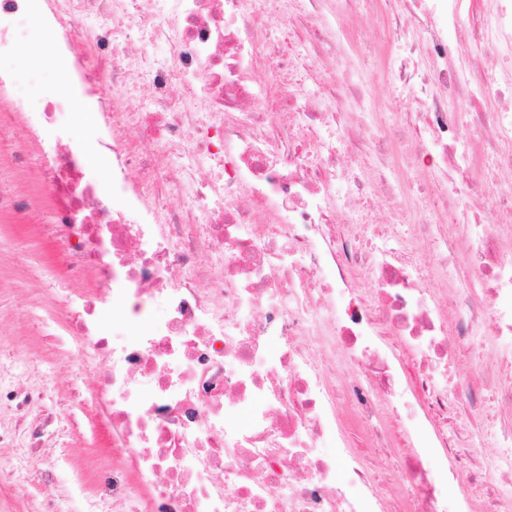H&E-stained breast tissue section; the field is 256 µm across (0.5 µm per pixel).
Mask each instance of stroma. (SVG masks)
<instances>
[{
  "label": "stroma",
  "instance_id": "35a3bbf8",
  "mask_svg": "<svg viewBox=\"0 0 512 512\" xmlns=\"http://www.w3.org/2000/svg\"><path fill=\"white\" fill-rule=\"evenodd\" d=\"M51 221L44 202L20 219L0 213V363L11 365L18 385L46 387L34 411L55 418L36 454L0 448V474L11 481L0 492V512H78L76 499L62 482L63 470L75 465L92 472L103 463L82 412L87 393L70 382V367L79 352L58 348L38 335L31 322L56 302L47 287L60 259L45 233ZM34 480L41 484L36 495L29 492Z\"/></svg>",
  "mask_w": 512,
  "mask_h": 512
}]
</instances>
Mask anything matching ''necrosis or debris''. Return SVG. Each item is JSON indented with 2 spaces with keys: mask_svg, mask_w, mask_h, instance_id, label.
Segmentation results:
<instances>
[{
  "mask_svg": "<svg viewBox=\"0 0 512 512\" xmlns=\"http://www.w3.org/2000/svg\"><path fill=\"white\" fill-rule=\"evenodd\" d=\"M294 2L0 0V58L37 27L35 70L65 68L34 105L0 74V129L22 131L0 153L40 158L64 291L42 326L86 349L74 381L98 376L85 414L112 463L69 489L81 512H512V0H368L409 99L395 159L342 22L359 0ZM468 37L491 67H450ZM399 165L433 175L410 213ZM357 191L389 221L351 209ZM461 265L464 286L430 288ZM465 347L473 369L449 374ZM42 395L0 365L19 418L0 447H40ZM354 429L396 458L391 496Z\"/></svg>",
  "mask_w": 512,
  "mask_h": 512,
  "instance_id": "obj_1",
  "label": "necrosis or debris"
}]
</instances>
